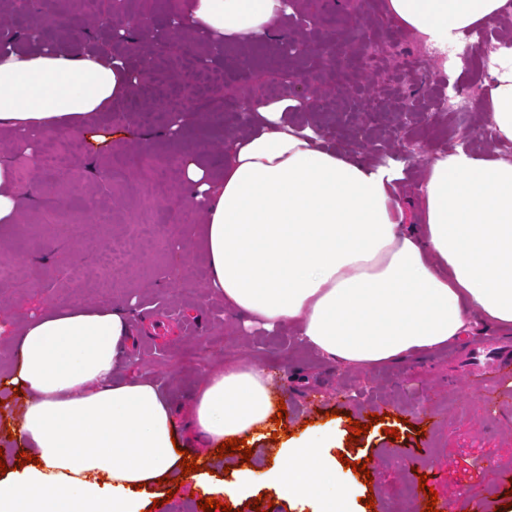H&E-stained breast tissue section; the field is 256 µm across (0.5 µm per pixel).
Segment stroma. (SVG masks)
<instances>
[{"mask_svg": "<svg viewBox=\"0 0 512 512\" xmlns=\"http://www.w3.org/2000/svg\"><path fill=\"white\" fill-rule=\"evenodd\" d=\"M375 0H290L293 9L280 36L211 47L207 38L184 30L167 64L157 63L154 42L169 21L183 18L191 0H152L154 24L139 33L135 50H126L114 30L127 16L110 0L97 6L82 0H11L0 9V33L16 35V49L33 44L66 48L73 54L104 51L119 57L138 76L140 103L113 101L90 129L79 134L78 154L68 167L48 174L36 165L46 140L0 137L16 185L29 192L15 219L0 228V323L17 327L29 318L71 303H110L131 319L130 359L119 379L153 378L162 383L177 411L181 445L212 459L214 478L234 481L236 472L275 464L279 447L263 439L250 459L241 452L218 457L215 448L193 441L186 428L188 409L199 385L225 363L253 362L263 368L270 389L286 406L282 423L299 436L336 428L332 456L365 465L357 477L361 497L374 505L362 512H425L427 482L438 504L451 512H499L512 485L500 482L502 464L512 461V380L491 390L471 375L450 348L418 352L397 363L367 368L335 365L304 347L288 328L245 327L208 286L209 268L201 237V214L191 210L182 168L184 153L214 174L224 170V149L246 129L231 101H262L265 88L280 91L288 119L322 134L338 152L372 160L390 156L404 165L398 196L416 215L419 185L445 134L447 116L427 102L443 85L438 64H426L425 47L411 33L394 28ZM390 34L397 56L421 63L418 85L401 87L388 63L371 69L359 63L366 38ZM335 42L340 52L320 62L321 49ZM205 70L218 74L206 84L207 99L221 101L213 112H190L194 84ZM417 97L420 109H402L403 96ZM178 118L179 136L168 133ZM138 154L141 165L127 179L149 188L162 183L165 199L133 196L113 185L109 160ZM57 223L45 221L48 213ZM124 243L127 261L109 291L95 288L98 256L112 243ZM336 418H329V411ZM368 425L350 442L352 422ZM397 438H388V430ZM416 463L404 468L402 452ZM150 512H202V490L193 480L167 491Z\"/></svg>", "mask_w": 512, "mask_h": 512, "instance_id": "obj_1", "label": "stroma"}]
</instances>
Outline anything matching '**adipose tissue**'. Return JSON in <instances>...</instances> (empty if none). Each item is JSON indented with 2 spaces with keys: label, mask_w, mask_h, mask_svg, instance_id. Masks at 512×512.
Returning a JSON list of instances; mask_svg holds the SVG:
<instances>
[{
  "label": "adipose tissue",
  "mask_w": 512,
  "mask_h": 512,
  "mask_svg": "<svg viewBox=\"0 0 512 512\" xmlns=\"http://www.w3.org/2000/svg\"><path fill=\"white\" fill-rule=\"evenodd\" d=\"M506 0H385L386 14L447 54L466 30L499 19ZM287 0H192L188 22L215 42L275 38ZM123 62L35 45L0 54V134L79 133L126 94ZM486 112L512 142V44L492 56ZM253 126L216 178L188 157V200L202 214L208 286L266 330L295 329L349 367L395 363L468 333L472 313L512 328V158L460 146L434 154L420 186V221L398 202L403 165L329 149L288 120L280 102L251 106ZM130 322L107 304L72 305L0 328L30 391L19 435L35 457L0 479V512H146V490L180 476L174 410L153 380L113 382ZM274 412L257 364L212 372L190 410L195 440L259 442ZM328 433L285 441L289 468L244 469L233 483L194 480L230 501L275 486L311 512H354L357 485L327 453Z\"/></svg>",
  "instance_id": "1"
}]
</instances>
